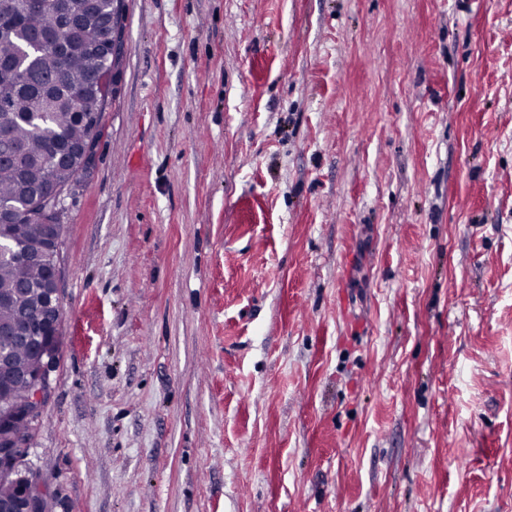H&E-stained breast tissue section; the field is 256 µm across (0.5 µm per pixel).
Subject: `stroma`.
I'll use <instances>...</instances> for the list:
<instances>
[{
	"instance_id": "obj_1",
	"label": "stroma",
	"mask_w": 512,
	"mask_h": 512,
	"mask_svg": "<svg viewBox=\"0 0 512 512\" xmlns=\"http://www.w3.org/2000/svg\"><path fill=\"white\" fill-rule=\"evenodd\" d=\"M125 5L56 512H512V0Z\"/></svg>"
}]
</instances>
